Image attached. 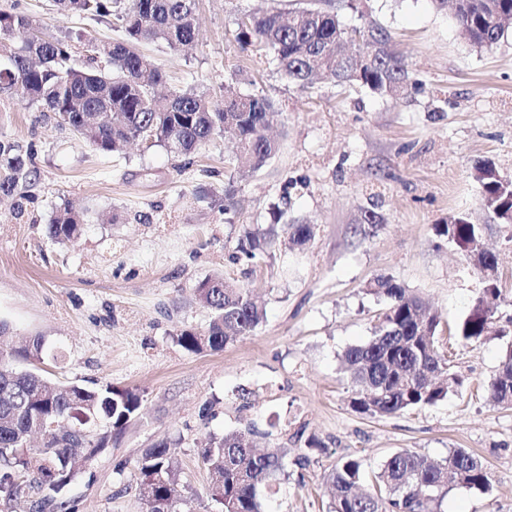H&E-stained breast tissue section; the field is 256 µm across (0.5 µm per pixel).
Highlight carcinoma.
Wrapping results in <instances>:
<instances>
[{
	"label": "carcinoma",
	"instance_id": "1",
	"mask_svg": "<svg viewBox=\"0 0 512 512\" xmlns=\"http://www.w3.org/2000/svg\"><path fill=\"white\" fill-rule=\"evenodd\" d=\"M56 3L92 19L115 21L125 38L87 41L78 64L70 38H49L32 16L0 9V90H13L40 104L101 152L118 151L149 134L153 144L179 157L228 131L235 137L236 162L243 177L260 170L277 153V143L265 135L273 117L267 98L242 95L226 84L224 106L214 109L205 95L192 88L156 92L157 86L167 83L166 75L141 45L161 41L177 50L191 46L196 39L195 0H132L128 8L120 7V0ZM431 3L438 10L453 4L460 36L478 49L498 43L505 23L512 20V0ZM235 39L244 49L272 51L282 74L300 87L312 84L319 74L393 97L407 96L418 86L406 62L391 51L385 29L366 19L349 30L338 12L322 9L317 0H307L286 19L275 8L244 15L238 19ZM105 101L112 118L90 124L91 112ZM475 172L482 205L501 220L512 214V177L500 174L489 160L477 162ZM35 178L30 157L18 145L0 140V195L17 194L23 199L19 186ZM436 231L450 237L458 248L479 233L463 216L436 225ZM80 232V218L69 208L48 224V234L60 242H72ZM288 234L293 245L303 247L313 229L294 222L288 225ZM274 240L270 232L262 238L252 234L241 253L253 260L265 254ZM374 290L387 301L375 335L343 353L353 386L351 408L385 417L444 399L451 385L458 384V377L437 340L440 315L389 278L375 280ZM196 298L210 310L212 320L204 334L186 329L176 336L188 352L221 351L236 337L251 334L265 319L250 289L222 276L198 284ZM500 301V289H481L457 328L460 339L468 342L487 336ZM43 354L40 336L24 338L17 349L0 350V495L10 502L33 488L50 491L32 501L31 512H46L79 467L107 448L108 433H97L99 424L121 430L141 405L138 395L110 386L87 389L51 383L34 366ZM21 361L29 367H18ZM488 394L497 404L512 407V346L506 349ZM251 441V430L245 428L211 436L200 448L221 512H266L267 497L276 493L270 481L282 469L286 449L260 454ZM450 470L459 474L463 488L480 493L491 489L487 467L464 448L439 462L409 449L397 451L383 461L368 488L362 487V462L341 460L324 474V481L333 488L330 512H438L450 492ZM138 471L147 512H153V504L159 501L173 509L181 489L167 443L145 449Z\"/></svg>",
	"mask_w": 512,
	"mask_h": 512
}]
</instances>
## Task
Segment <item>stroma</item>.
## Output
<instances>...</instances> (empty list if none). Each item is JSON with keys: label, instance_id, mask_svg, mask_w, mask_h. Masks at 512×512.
Returning a JSON list of instances; mask_svg holds the SVG:
<instances>
[{"label": "stroma", "instance_id": "35a3bbf8", "mask_svg": "<svg viewBox=\"0 0 512 512\" xmlns=\"http://www.w3.org/2000/svg\"><path fill=\"white\" fill-rule=\"evenodd\" d=\"M269 3L196 0L192 49L144 46L170 86L218 106L228 81L271 100L279 151L246 179L230 137L180 157L138 143L105 153L40 105L0 92V140L28 152L38 172L22 218L0 196V321L10 335L44 338L40 367L51 382L109 385L142 400L59 493L60 512H146L138 460L161 441L178 464L176 512H220L200 449L208 435L250 424L257 448L288 451L269 512H327L323 474L338 460L360 459L370 477L405 448L435 461L463 448L487 466L490 491L452 490L441 512H512V409L486 390L512 344V225L482 206L474 178L480 160L512 177V29L479 50L431 0H356L341 21L386 28L422 91L396 99L330 79L302 89L271 52L235 40L237 17ZM13 7L50 36H123L52 0H0ZM286 200L289 218L314 226L304 249H290L286 224L274 221ZM66 206L83 214L72 244L47 232ZM368 209L380 222H364ZM458 216L499 258L496 332L478 341H461L455 328L482 283L434 230ZM271 229L276 242L263 259L239 261L245 232ZM217 274L252 289L266 319L224 350L187 352L176 336L207 330L211 313L194 292ZM380 277L440 312L438 338L462 379L435 405L390 417L354 412L341 370L344 350L372 338L387 306L370 288Z\"/></svg>", "mask_w": 512, "mask_h": 512}]
</instances>
